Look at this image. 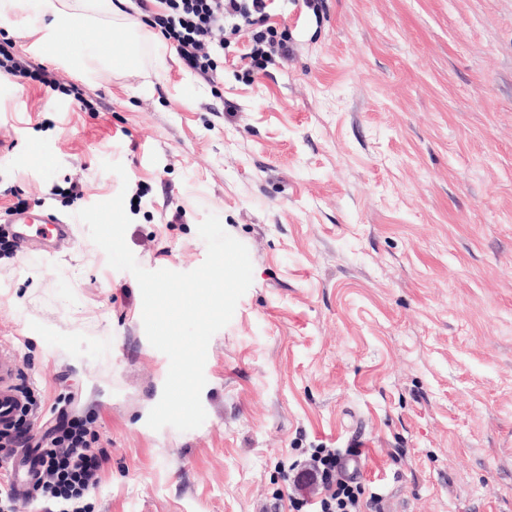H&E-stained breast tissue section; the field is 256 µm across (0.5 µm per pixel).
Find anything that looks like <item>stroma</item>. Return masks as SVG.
I'll use <instances>...</instances> for the list:
<instances>
[{
	"mask_svg": "<svg viewBox=\"0 0 512 512\" xmlns=\"http://www.w3.org/2000/svg\"><path fill=\"white\" fill-rule=\"evenodd\" d=\"M69 3L60 90L0 74V344L35 434L67 396L91 419L90 512H275L292 463L353 444L386 512H512V0H272L289 59L253 72L228 34L209 80L151 28L113 68L105 0ZM48 21L29 0L0 42L37 61ZM121 191L144 269L199 267L211 213L249 251L194 430L148 427L169 360L75 219ZM19 205L74 219V245L13 247Z\"/></svg>",
	"mask_w": 512,
	"mask_h": 512,
	"instance_id": "1",
	"label": "stroma"
}]
</instances>
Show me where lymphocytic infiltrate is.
Returning <instances> with one entry per match:
<instances>
[{
	"label": "lymphocytic infiltrate",
	"instance_id": "f902f5d3",
	"mask_svg": "<svg viewBox=\"0 0 512 512\" xmlns=\"http://www.w3.org/2000/svg\"><path fill=\"white\" fill-rule=\"evenodd\" d=\"M162 11L153 13V27L174 46L186 68L208 74L213 68L211 49L225 30L265 24L269 18L267 0H160ZM0 72L17 84L33 79L59 90L51 72L33 67L17 57L11 46L0 45ZM98 435L86 420L72 422L57 418L36 445V461L42 481L32 487L29 500L56 506L57 512H86L84 499L99 485L98 473L106 458L99 449ZM340 453L334 448L314 449L298 470L296 480L318 484L311 501L290 499L292 512H383L384 499L367 490L357 475L343 472Z\"/></svg>",
	"mask_w": 512,
	"mask_h": 512
}]
</instances>
